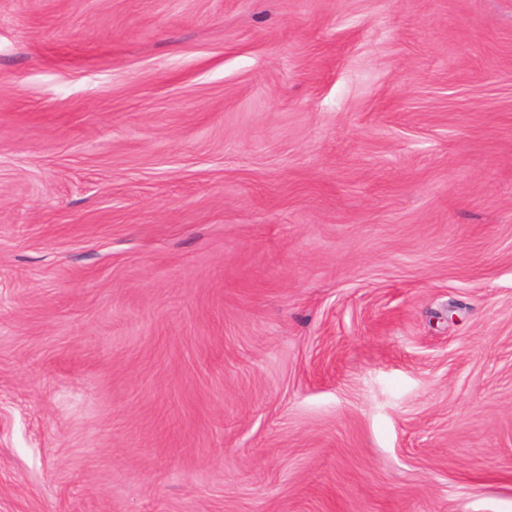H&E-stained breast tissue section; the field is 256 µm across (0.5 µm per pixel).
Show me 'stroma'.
<instances>
[{
	"label": "stroma",
	"instance_id": "stroma-1",
	"mask_svg": "<svg viewBox=\"0 0 512 512\" xmlns=\"http://www.w3.org/2000/svg\"><path fill=\"white\" fill-rule=\"evenodd\" d=\"M0 512H512V0H0Z\"/></svg>",
	"mask_w": 512,
	"mask_h": 512
}]
</instances>
